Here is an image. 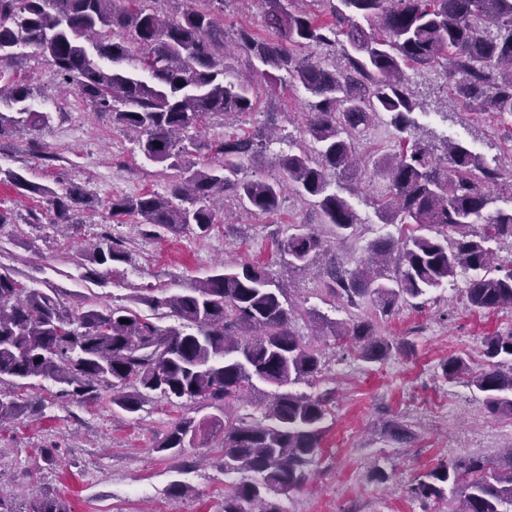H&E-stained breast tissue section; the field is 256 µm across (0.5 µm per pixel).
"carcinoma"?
Wrapping results in <instances>:
<instances>
[{
  "mask_svg": "<svg viewBox=\"0 0 512 512\" xmlns=\"http://www.w3.org/2000/svg\"><path fill=\"white\" fill-rule=\"evenodd\" d=\"M163 19L150 0H0V136L15 128L37 129L51 115L29 103L28 86L15 80L6 64L27 47L54 65L63 82L95 108L112 113L113 128L137 134L142 154L173 171L169 193L112 199L111 215L132 216L153 228L178 232L194 224L206 232L218 222L210 206L216 196L274 213L284 186L293 185L320 213L321 223L341 240L356 229L358 216L344 197L329 190L327 173L343 177L356 163L354 142L379 115L388 117L400 150L381 157L374 172L387 178L392 196L374 204L382 217L412 225L405 240L379 238L371 255L352 270L328 268L327 289L350 302L370 298L386 313L397 300L417 299L442 287L460 269L471 270L467 307L495 310L512 304V263H495L491 243L512 238V209L490 210L500 194L502 175L481 155L448 142L446 159L433 156L413 138L417 102L406 69L439 59L455 78L454 94L466 105L512 118V0H324L329 18L288 10L286 0H261L266 38L238 30L241 52L272 87L286 72L314 101L306 133L312 150L282 156L280 176L271 180L239 177L243 159L258 152L252 136L220 144L216 162L191 156L206 148L201 129L209 115H242L256 106L251 78L224 82V23L213 2ZM374 21L367 31L358 18ZM346 60L337 68L301 55L334 51L340 42ZM137 59L148 78L117 67ZM25 195L46 198L55 224L73 223L74 212L90 208L86 190L69 185L57 192L0 168V183ZM485 222L480 234L470 231ZM324 247L306 224L277 244L289 266L303 268ZM99 264L125 260L122 244L109 238L91 254ZM395 267L389 273V266ZM154 311L165 310L176 324L161 327L127 307H70L53 288H28L0 271V378L51 379L78 402L112 388V405L136 413L153 397L191 403L223 402L256 389L274 388L264 420L224 425V472L251 474L224 492V512H283L277 496L301 488L329 414L331 395L297 393L290 387L310 382L319 372V351L291 329L285 290L257 264L222 267L183 294L143 298ZM336 337L352 338L367 362H382L388 340L369 322L332 325ZM485 355L512 357V334L488 336ZM467 370L465 360L442 364L450 379ZM486 393L492 412H512V368L496 367L472 377ZM196 425L184 417L157 445L181 454ZM483 470L480 462H451L420 478L412 493L428 499L450 494L459 512H509V471ZM27 512H67L55 496L44 495Z\"/></svg>",
  "mask_w": 512,
  "mask_h": 512,
  "instance_id": "cac0c4a2",
  "label": "carcinoma"
}]
</instances>
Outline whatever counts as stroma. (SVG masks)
<instances>
[{
	"instance_id": "stroma-1",
	"label": "stroma",
	"mask_w": 512,
	"mask_h": 512,
	"mask_svg": "<svg viewBox=\"0 0 512 512\" xmlns=\"http://www.w3.org/2000/svg\"><path fill=\"white\" fill-rule=\"evenodd\" d=\"M242 27L265 35L258 0H224L225 43ZM11 70L31 89L34 109L50 113L51 120L40 130L20 128L0 137V167L55 188L81 185L93 208L79 212L77 224L55 225L45 200L19 198L0 183V208L16 217L15 224L0 228V268L34 288H61L69 306H125L147 316L151 309L144 296L186 292L223 265L259 263L295 304L293 330L321 354L320 373L296 389L330 392L332 402L312 478L282 497L284 512H454L450 498L416 499L409 485L450 460L474 458L486 470L505 469L512 413L490 412L471 379L489 365L485 337L512 333V307L469 310L464 291L470 275L463 271L428 294L424 304L402 299L386 315L369 300L350 303L325 293L331 265L355 268L372 241L401 236L399 225L383 223L373 208L390 194L389 182L374 176V162L397 148L386 117L374 119L358 137L354 176H327L331 190L354 207L357 230L340 241L329 238L308 267L296 270L282 262L277 241L296 224L323 234L328 228L294 189L284 190L271 215L228 201L224 218L207 232L192 224L179 233L152 236L136 218H112L109 205L117 196L166 192L169 170L146 159L129 136L114 129L111 113L95 111L78 91L61 86L52 63L35 49H25ZM407 75L418 102L415 137L439 158L448 142H461L498 167L503 183H512V125L459 102L445 63ZM308 102V94L285 78L275 88H259L254 112L211 116L203 136L217 145L269 134L261 151L244 160L241 173L274 178L280 157L313 147L305 131ZM105 235L121 241L124 261L89 260L86 244ZM326 318L348 325L372 321L392 345L389 357L380 363L363 360L354 343L336 339L323 326ZM451 356L465 359L467 373L443 375L442 364ZM269 391L261 383L221 407L187 401L174 406L155 398L129 414L112 405L106 388L97 400L82 404L50 380L23 388L17 380L2 379L0 399L23 398L30 406L0 426V490L20 507L49 493L67 501L72 512H223L224 492L240 476L225 473L224 434L209 422L261 418ZM184 417L202 424L193 445L177 457L157 451ZM397 425L406 429L404 439L393 437ZM378 468L386 479L374 477ZM175 482L189 486V493L172 495Z\"/></svg>"
}]
</instances>
